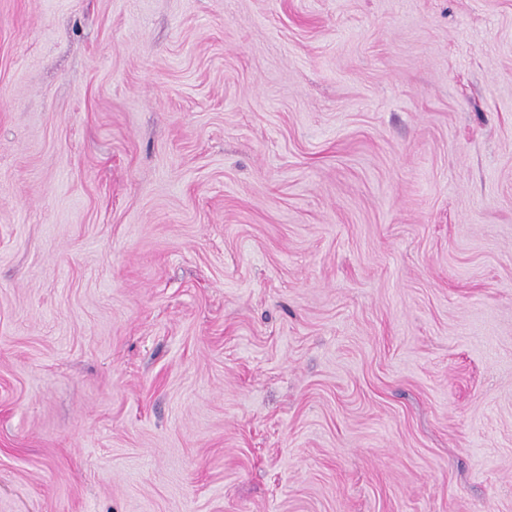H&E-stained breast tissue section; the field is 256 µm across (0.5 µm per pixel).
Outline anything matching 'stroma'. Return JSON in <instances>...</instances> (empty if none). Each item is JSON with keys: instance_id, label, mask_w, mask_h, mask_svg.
I'll use <instances>...</instances> for the list:
<instances>
[{"instance_id": "stroma-1", "label": "stroma", "mask_w": 512, "mask_h": 512, "mask_svg": "<svg viewBox=\"0 0 512 512\" xmlns=\"http://www.w3.org/2000/svg\"><path fill=\"white\" fill-rule=\"evenodd\" d=\"M0 512H512V0H0Z\"/></svg>"}]
</instances>
